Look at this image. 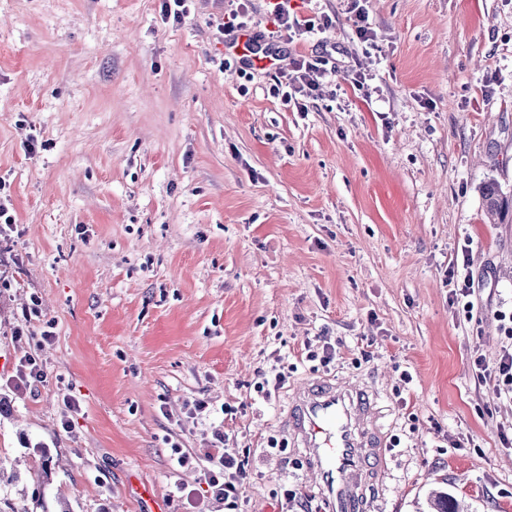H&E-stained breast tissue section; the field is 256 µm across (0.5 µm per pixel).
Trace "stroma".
<instances>
[{
    "label": "stroma",
    "mask_w": 512,
    "mask_h": 512,
    "mask_svg": "<svg viewBox=\"0 0 512 512\" xmlns=\"http://www.w3.org/2000/svg\"><path fill=\"white\" fill-rule=\"evenodd\" d=\"M291 4L329 26L272 43L267 0H187L177 22L162 0H0V464L19 475L0 498L225 512L203 482L222 434L236 512H321L285 419L324 377L383 410L373 512L434 490L512 512V399L473 369L512 346V224L479 192L512 191V0H361L366 42L352 0ZM234 9L280 61L218 30ZM311 53L330 73L299 112L273 88ZM321 337L327 365L306 359Z\"/></svg>",
    "instance_id": "stroma-1"
}]
</instances>
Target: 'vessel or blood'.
<instances>
[{"mask_svg":"<svg viewBox=\"0 0 512 512\" xmlns=\"http://www.w3.org/2000/svg\"><path fill=\"white\" fill-rule=\"evenodd\" d=\"M381 411L364 385L311 381L296 389L287 426L327 512H366L372 470L384 467Z\"/></svg>","mask_w":512,"mask_h":512,"instance_id":"b4317fda","label":"vessel or blood"}]
</instances>
